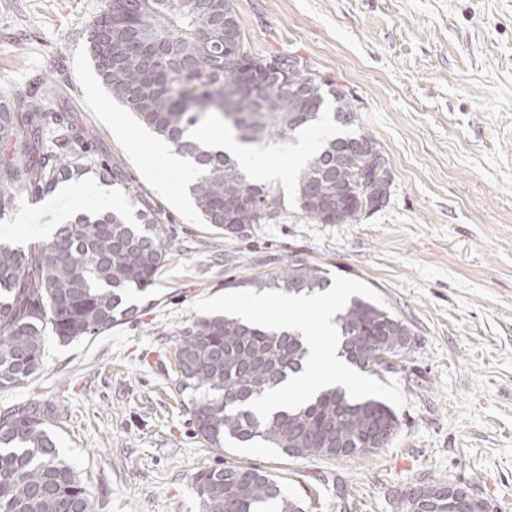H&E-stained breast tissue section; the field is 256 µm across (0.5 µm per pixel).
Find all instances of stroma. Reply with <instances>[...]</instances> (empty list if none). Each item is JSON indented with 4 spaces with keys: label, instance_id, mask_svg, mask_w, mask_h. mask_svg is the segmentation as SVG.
I'll use <instances>...</instances> for the list:
<instances>
[{
    "label": "stroma",
    "instance_id": "obj_1",
    "mask_svg": "<svg viewBox=\"0 0 512 512\" xmlns=\"http://www.w3.org/2000/svg\"><path fill=\"white\" fill-rule=\"evenodd\" d=\"M105 0H0V93L51 82L96 159L120 166L171 222L168 257L136 314L91 339L49 340L40 372L1 391L0 414L57 404L55 432L96 512H201L194 477L252 465L308 512H397L418 478L461 485L488 512H512V0H235L248 49L295 53L342 87L379 143L390 197L357 224H318L290 203L289 143L272 161L287 203L274 223L232 236L205 224L191 166L172 170L161 137L101 83L88 51ZM79 198L18 195L0 243L28 250L54 213L117 204L87 183ZM360 279L409 325L410 353L383 372L407 399L392 442L347 459H290L271 448H211L172 385L178 331L226 280L291 260Z\"/></svg>",
    "mask_w": 512,
    "mask_h": 512
}]
</instances>
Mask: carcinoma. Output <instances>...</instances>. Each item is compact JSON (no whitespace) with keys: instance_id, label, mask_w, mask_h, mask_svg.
Listing matches in <instances>:
<instances>
[{"instance_id":"obj_1","label":"carcinoma","mask_w":512,"mask_h":512,"mask_svg":"<svg viewBox=\"0 0 512 512\" xmlns=\"http://www.w3.org/2000/svg\"><path fill=\"white\" fill-rule=\"evenodd\" d=\"M88 50L114 100L165 138L196 171L191 186L205 223L229 234L236 224H261L281 214L284 197L262 184L224 151L190 137L191 128L218 121L243 143L285 139L331 117L336 136L322 141L296 178L294 203L318 223L358 224L369 205L364 172L369 157L350 147L376 139L344 124L357 111L344 90L301 57L280 70L270 58L238 48L244 36L234 0H106L90 27ZM94 174L117 187L135 209L118 204L79 214L27 255L0 244V389L25 385L44 364L46 342L69 344L104 333L133 313L130 295L144 292L167 261L166 218L125 172L96 161L69 112H48L40 90L0 95V218L19 194L38 199L60 184ZM229 287L313 294L330 286L308 261L226 282ZM339 354L363 372L378 359H399L412 348L409 327L383 306L353 296L336 314ZM308 347L301 333L269 330L232 315L200 318L178 332L174 389L190 396L197 434L212 448L264 444L290 458L347 459L376 449L373 430L393 440L395 411L376 398L353 399L328 388L295 410L263 421L248 403L302 369ZM55 407L31 402L0 416V512H94L80 472L62 455ZM202 512H306L277 476L250 465L211 468L194 477ZM434 512H451V482L426 479Z\"/></svg>"}]
</instances>
